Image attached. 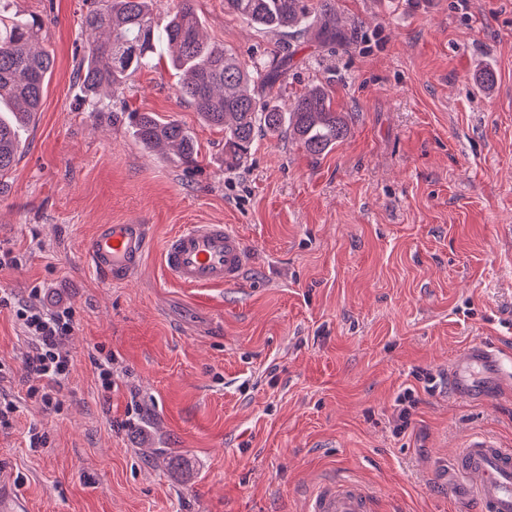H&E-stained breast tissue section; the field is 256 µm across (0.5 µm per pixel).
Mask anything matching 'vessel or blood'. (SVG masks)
<instances>
[{
	"label": "vessel or blood",
	"mask_w": 512,
	"mask_h": 512,
	"mask_svg": "<svg viewBox=\"0 0 512 512\" xmlns=\"http://www.w3.org/2000/svg\"><path fill=\"white\" fill-rule=\"evenodd\" d=\"M147 225H98L84 259L108 281L128 280L142 268L149 249ZM168 278L189 288L234 287L249 265L244 240L224 224H192L169 235L161 252ZM506 355L488 343L460 349L448 364V390L457 399L488 401L512 389ZM449 489L460 479L472 485L473 512H512V448L483 434L470 435L458 448L450 468ZM371 486L351 477L318 482L305 501V512H377Z\"/></svg>",
	"instance_id": "b4317fda"
}]
</instances>
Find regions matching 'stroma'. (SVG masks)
<instances>
[{
	"label": "stroma",
	"instance_id": "35a3bbf8",
	"mask_svg": "<svg viewBox=\"0 0 512 512\" xmlns=\"http://www.w3.org/2000/svg\"><path fill=\"white\" fill-rule=\"evenodd\" d=\"M348 32L294 42L263 98L333 91L348 135L313 156L259 134L225 171L223 133L177 93L157 54L92 110L74 79L85 0H12L45 23L54 68L22 152L0 179V246L23 257L0 289L70 306L75 369L64 409L26 396V342L0 310V490L23 512H302L325 475L369 483L380 512H462L448 463L472 433L512 446V392L474 405L448 392L449 359L485 342L512 355V0H332ZM205 40L244 63L283 38L195 0ZM490 68L484 88L477 71ZM137 110L177 120L195 164L144 148ZM150 224L141 273L102 279L84 261L100 224ZM188 224H228L251 263L238 288L170 282L160 253ZM112 354L103 398L91 355ZM422 372L436 379L426 391ZM415 391L405 432L397 395ZM46 447L29 448L30 424ZM154 448L169 457L151 456Z\"/></svg>",
	"mask_w": 512,
	"mask_h": 512
}]
</instances>
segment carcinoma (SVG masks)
Segmentation results:
<instances>
[{"instance_id": "carcinoma-1", "label": "carcinoma", "mask_w": 512, "mask_h": 512, "mask_svg": "<svg viewBox=\"0 0 512 512\" xmlns=\"http://www.w3.org/2000/svg\"><path fill=\"white\" fill-rule=\"evenodd\" d=\"M158 0H94L81 18L87 50L78 61L76 79L92 103L101 92L121 93L164 44L182 70L178 93L210 125L224 130V169L246 163L260 132L281 133L309 154L320 156L347 136L343 117L333 110L329 90L316 84L289 107L269 105L255 87L273 88L288 70V51L247 66L231 51L203 41L193 0H180L164 26L156 20ZM224 11L273 35L303 38L315 31L336 41L342 21L328 0H224ZM44 40L43 20L11 14L0 5V177L12 170L20 153L19 130L38 111L54 58L37 48ZM136 138L150 149L168 147L186 162L197 148L176 120L151 112L131 114Z\"/></svg>"}]
</instances>
